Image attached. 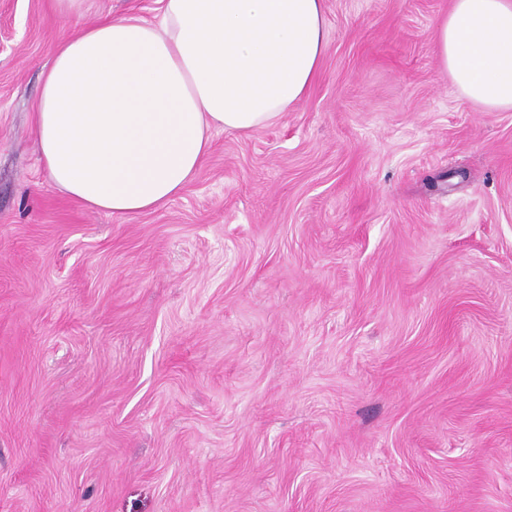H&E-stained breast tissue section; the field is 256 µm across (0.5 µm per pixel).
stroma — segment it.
<instances>
[{
    "mask_svg": "<svg viewBox=\"0 0 512 512\" xmlns=\"http://www.w3.org/2000/svg\"><path fill=\"white\" fill-rule=\"evenodd\" d=\"M451 3L323 0L310 92L121 220L31 114L158 0H0V512H512V110L441 67Z\"/></svg>",
    "mask_w": 512,
    "mask_h": 512,
    "instance_id": "obj_1",
    "label": "stroma"
}]
</instances>
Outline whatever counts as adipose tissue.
<instances>
[{
    "label": "adipose tissue",
    "mask_w": 512,
    "mask_h": 512,
    "mask_svg": "<svg viewBox=\"0 0 512 512\" xmlns=\"http://www.w3.org/2000/svg\"><path fill=\"white\" fill-rule=\"evenodd\" d=\"M75 27L33 108L41 162L86 208L127 220L192 180L213 130L248 133L303 98L325 54L323 0H160ZM440 63L487 112L512 110V0H453Z\"/></svg>",
    "instance_id": "obj_1"
}]
</instances>
